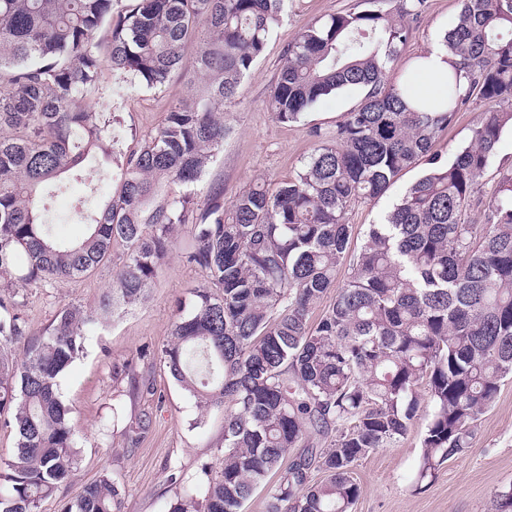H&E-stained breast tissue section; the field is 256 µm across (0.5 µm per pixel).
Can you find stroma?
Wrapping results in <instances>:
<instances>
[{"mask_svg":"<svg viewBox=\"0 0 512 512\" xmlns=\"http://www.w3.org/2000/svg\"><path fill=\"white\" fill-rule=\"evenodd\" d=\"M359 3L288 0L262 56L240 83L235 105L224 114L229 133L194 187L198 204H205L210 187L217 185L223 187L228 202L256 181L271 189L278 187L313 153L317 142L311 127L335 130L344 113L358 104L360 93L347 91L320 102L297 123L279 122L268 108L281 55L299 30ZM459 10L460 0H428L426 12L411 25L394 75H401L420 51L437 46L440 34L454 25ZM197 85V74L185 66L172 74L163 89L139 87L118 99L111 93L112 77L107 74L100 93L88 105L94 112L119 116L126 130L123 149L129 152L161 125L173 101L187 97ZM484 109L483 102L476 100L459 112L435 142L434 154L445 161L466 146L470 129ZM504 166H512L511 127L503 131L467 209L472 223L483 222ZM425 169L421 163L403 171L384 196L351 210L352 249H359L369 225L380 223ZM191 240V225L179 226L147 300L123 307L98 324L89 333L83 352L60 376L59 395L70 408L78 432L79 465L69 482L42 503L41 512H63L85 484L105 471L118 479L125 492L123 512H169L183 485H204L215 477L224 446L223 410L201 407L160 368L153 374L150 394L130 395L126 381L112 375L113 366L170 340L179 304L190 303L194 289L203 282L201 270L183 258ZM121 263L122 251L117 248L110 263L87 277L20 289L25 301L21 314L29 328L45 331L64 305H94ZM144 413L151 416L150 427L137 447H129L124 428ZM425 427L424 413H417L407 434L393 447L377 449L354 464L353 477L360 487L355 512H495V491L512 485V379L503 383L496 402L477 420L471 448L444 462L433 481L421 488L416 477Z\"/></svg>","mask_w":512,"mask_h":512,"instance_id":"1","label":"stroma"}]
</instances>
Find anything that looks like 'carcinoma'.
Here are the masks:
<instances>
[{
	"mask_svg": "<svg viewBox=\"0 0 512 512\" xmlns=\"http://www.w3.org/2000/svg\"><path fill=\"white\" fill-rule=\"evenodd\" d=\"M286 0H0V417L14 433V459L0 468V512H40L78 466L60 375L85 335L121 305L143 299L175 229L193 225L185 262L204 274L191 310L170 341L138 360L159 364L198 403L227 408L219 474L204 489L185 484L170 512H240L267 487L268 512H352L355 462L403 437L423 386L427 425L417 483L471 447L473 426L512 378V170L501 172L485 222L465 219L502 132L512 127V0H461L439 48L454 57L448 96L411 106L388 72L409 40L408 20L352 8L304 26L288 43L268 107L283 123L318 101L359 90L360 102L333 132L314 127L318 146L271 192L257 181L224 206L213 187L198 207L190 187L224 142V110L263 53ZM198 93L173 103L138 150L125 130L84 107L99 91L103 62L127 83L160 90L185 65ZM477 96L492 104L470 142L443 161L432 146ZM428 168L350 254L349 212L382 197L404 170ZM120 189L91 179L95 168ZM82 183L74 213L79 241L54 235L60 220L46 197ZM125 250L95 307H62L30 335L16 289L86 276ZM349 262L336 286L337 269ZM318 320L311 312L330 289ZM23 343L21 353L14 345ZM137 391L154 393L134 362L113 368ZM145 415L125 431L139 444ZM335 436L325 447L311 436ZM291 456L288 467L282 460ZM326 478L311 482V469ZM65 512H122L116 478L104 473Z\"/></svg>",
	"mask_w": 512,
	"mask_h": 512,
	"instance_id": "1",
	"label": "carcinoma"
}]
</instances>
